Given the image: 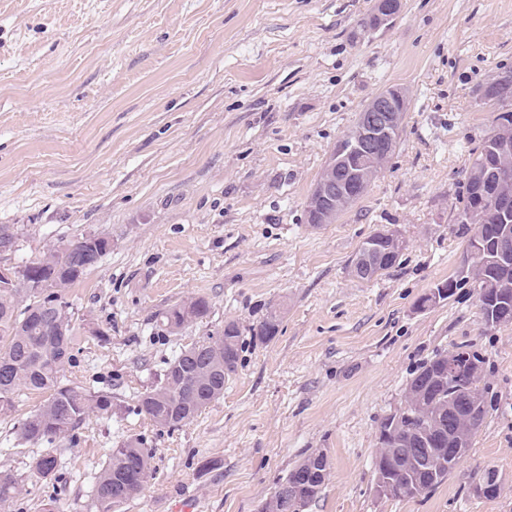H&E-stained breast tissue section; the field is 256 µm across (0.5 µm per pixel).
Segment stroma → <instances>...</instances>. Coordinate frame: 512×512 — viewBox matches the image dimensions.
Here are the masks:
<instances>
[{"label": "stroma", "mask_w": 512, "mask_h": 512, "mask_svg": "<svg viewBox=\"0 0 512 512\" xmlns=\"http://www.w3.org/2000/svg\"><path fill=\"white\" fill-rule=\"evenodd\" d=\"M376 0H0V265L100 233L110 251L61 297L74 326L63 384L106 394L50 442L20 438L46 398L0 413V467L22 491L0 512H99L94 477L111 448L143 438V490L112 512H260L307 456L327 478L308 512H512V322L486 329L475 288L418 303L456 276L467 231L452 223L471 153L492 128L480 87L512 70V0H402L359 40ZM408 108L396 151L336 223L307 197L336 141L380 92ZM405 241L371 281L349 263L383 226ZM205 297L206 317L170 332L162 314ZM280 305L277 335L249 330ZM236 323L224 395L169 429L137 410L184 347ZM483 361L487 417L432 491L378 496L382 420L435 354ZM52 453L58 480L31 475ZM495 469L496 498L471 486Z\"/></svg>", "instance_id": "1"}]
</instances>
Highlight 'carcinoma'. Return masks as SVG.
Returning a JSON list of instances; mask_svg holds the SVG:
<instances>
[{
  "instance_id": "obj_1",
  "label": "carcinoma",
  "mask_w": 512,
  "mask_h": 512,
  "mask_svg": "<svg viewBox=\"0 0 512 512\" xmlns=\"http://www.w3.org/2000/svg\"><path fill=\"white\" fill-rule=\"evenodd\" d=\"M495 113L491 132L473 149V158L463 183L456 224L482 227L465 241L470 273L442 283L453 296L459 288L474 282L479 288L480 311L484 325L495 328L512 314V214L501 204L512 200V151L500 150L501 132L512 131V82L500 88L492 99ZM383 267L399 263L405 248L403 240L380 243ZM110 248L108 239L95 247L70 242L52 248L41 258L23 266L22 276L9 287L0 288V412L12 407L13 396L23 390L44 391L48 397L22 423L21 439L27 442L52 440L68 435L92 412L107 413L112 401L103 394L78 390L60 383L61 372L69 361L73 326L60 291L76 282L94 267ZM209 302L192 298L169 307L162 315L172 332L205 317ZM281 312L271 306L266 317L251 329V337L266 342L279 329ZM241 332L229 322L224 332L180 351L168 364L163 378L139 400L138 411L157 425L177 428L192 421L212 401L224 395V376L237 367ZM439 353L423 363L408 383L405 403L412 417L391 424L382 421L380 429L389 437L379 440L380 452L375 470L378 479L395 483L393 499H414L443 483L456 465L452 444L462 438L470 447L471 438L486 416L484 393L479 380L463 390L440 378ZM469 396L475 412L453 413L451 407ZM451 421L448 431L442 421ZM424 448L440 460L434 481L417 468L409 449ZM328 461L312 454L282 478L281 484L295 481L297 473L312 469L320 472L308 502L319 496L325 484ZM30 470L41 478L50 477L55 457L50 453L31 459ZM150 454L140 438H130L110 450L106 464L95 476L101 512L124 503L137 494L147 481ZM21 491L19 479L0 470V504L15 499Z\"/></svg>"
}]
</instances>
